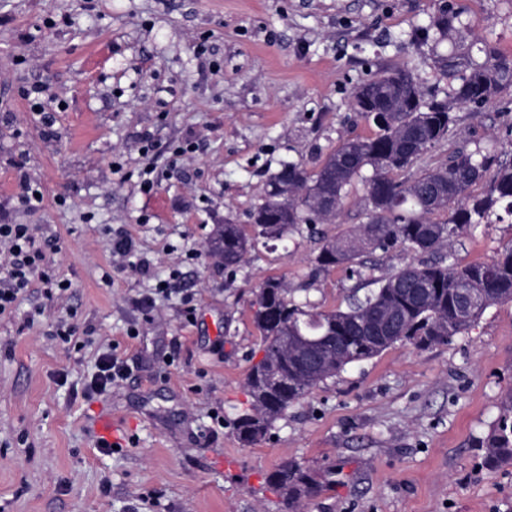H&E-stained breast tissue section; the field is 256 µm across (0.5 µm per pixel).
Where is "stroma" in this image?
<instances>
[{
    "instance_id": "obj_1",
    "label": "stroma",
    "mask_w": 512,
    "mask_h": 512,
    "mask_svg": "<svg viewBox=\"0 0 512 512\" xmlns=\"http://www.w3.org/2000/svg\"><path fill=\"white\" fill-rule=\"evenodd\" d=\"M449 4L458 23L436 45L420 30L439 0H0V224L32 225L68 284L49 299L33 281L0 315V512H289L265 482L287 461L321 486L304 512H512V464L488 472L482 448L512 390V302L450 344L348 366L244 448L230 421L262 356L257 285L279 278L296 301L343 308L419 256L365 252L354 278L316 271L323 241L364 222L360 183L335 223L256 246L235 272L207 251L218 224L251 227L281 163L313 170L345 139L374 135L350 105L364 81L403 67L441 95L455 77L438 56L512 57V0ZM38 84L49 128L24 95ZM456 115L424 164L486 145L512 158V90ZM27 182L42 189L38 208L21 203ZM121 232L135 254H113ZM510 244L512 224H483L451 260L487 261ZM161 280L171 296L143 312ZM63 322L73 345L56 337ZM111 346L131 376L87 397ZM105 414L122 428L109 454Z\"/></svg>"
}]
</instances>
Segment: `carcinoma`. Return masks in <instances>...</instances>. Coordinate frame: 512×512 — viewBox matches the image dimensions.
Wrapping results in <instances>:
<instances>
[{"mask_svg":"<svg viewBox=\"0 0 512 512\" xmlns=\"http://www.w3.org/2000/svg\"><path fill=\"white\" fill-rule=\"evenodd\" d=\"M438 64L443 72H465L449 99L425 100L417 78L405 68L377 75L353 93V108L376 128L374 135L344 140L314 171L301 162H285L268 177L255 212L275 231L273 240L300 224L334 223L348 187L358 180L367 188L366 221L322 246L315 257L320 271L345 266L355 273L367 250L441 251L471 227L512 218V163L491 154L478 157L458 150L448 161L402 181L390 177L393 171L411 169L448 137L456 123L453 106L480 109L512 88V60L495 52L482 63L457 55ZM479 184L484 190L476 194ZM282 187L288 188L286 202L280 198ZM438 214L445 219H434ZM254 241L240 225L227 223L211 237L208 251L224 269L233 271L254 248ZM462 288L482 293V302L465 319L456 310ZM506 301H512V246L489 261L464 266L442 259L408 264L382 279L365 298L352 297L344 310L297 304L288 283L268 278L252 301L263 356L246 376L250 404L233 419V432L241 447L251 448L270 436L288 409L347 366L404 341L418 347L447 344L488 308ZM392 315L397 317L398 338L378 346L364 328ZM296 336L327 338L328 354L319 369L306 367L294 344ZM511 461L512 391L502 398L499 420L486 438L484 467L492 473ZM266 483L297 512L303 500L319 490L308 470L286 462L267 474Z\"/></svg>","mask_w":512,"mask_h":512,"instance_id":"carcinoma-1","label":"carcinoma"}]
</instances>
